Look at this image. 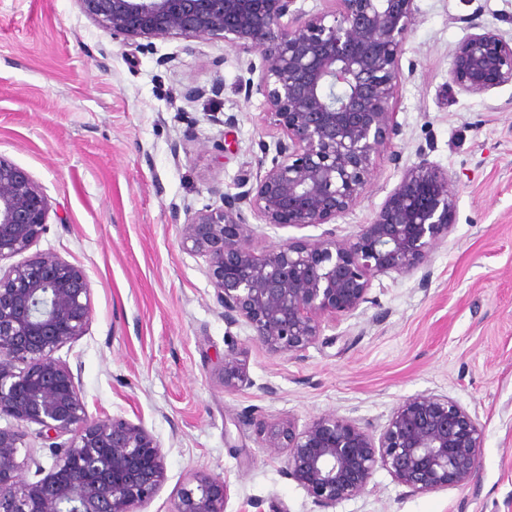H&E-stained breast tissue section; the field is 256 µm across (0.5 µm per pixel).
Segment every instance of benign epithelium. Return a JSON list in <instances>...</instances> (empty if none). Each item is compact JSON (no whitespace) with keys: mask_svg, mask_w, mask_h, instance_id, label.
I'll return each mask as SVG.
<instances>
[{"mask_svg":"<svg viewBox=\"0 0 512 512\" xmlns=\"http://www.w3.org/2000/svg\"><path fill=\"white\" fill-rule=\"evenodd\" d=\"M93 23L126 46L182 37L222 40L256 51L240 79L244 99L265 98L264 116L282 133L271 167L224 193L221 205L175 213L182 248L205 258L224 323L243 325L273 355L298 356L329 322L356 315L379 275L430 277L434 250L451 232L457 196L448 170L427 159L406 168L381 208L349 237L329 232L255 253L248 216L271 226L329 224L362 197L374 156L396 134L392 100L416 0H332L305 15L297 0H76ZM454 48L449 83L482 94L512 83V39L474 24ZM50 203L24 169L0 157V261L42 237ZM92 287L78 266L36 252L0 272V512H136L165 480L164 453L141 424L92 419L80 380L56 353L85 335ZM224 389L253 384L231 344ZM37 424L69 439L48 473L20 475L22 428ZM477 415L436 393L409 397L381 429L336 414L298 429L275 425L265 447L320 509L362 495L378 468L412 494L472 483L483 448ZM178 494L175 512H225L230 486L210 475Z\"/></svg>","mask_w":512,"mask_h":512,"instance_id":"7a95c632","label":"benign epithelium"}]
</instances>
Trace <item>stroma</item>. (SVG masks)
<instances>
[{"mask_svg":"<svg viewBox=\"0 0 512 512\" xmlns=\"http://www.w3.org/2000/svg\"><path fill=\"white\" fill-rule=\"evenodd\" d=\"M417 5L392 101L398 131L361 200L332 225L257 224L252 247L355 233L423 157L457 178L454 225L429 284L374 278L370 303L289 357L225 324L207 264L182 249L173 219L177 208L219 205L255 177L260 142L281 136L263 96L237 92L251 53L182 38L141 50L112 40L76 0H0V157L50 201L36 250L82 267L92 284L91 326L58 356L79 374L90 417L143 424L165 453V481L137 512H174L196 474L228 482L225 512H317L265 448L266 429L332 413L379 427L429 392L483 425L474 482L413 495L379 469L334 512H512V83L473 96L448 80L470 21L512 38V0ZM194 87L204 96L186 98ZM231 342L251 382L228 391L219 366ZM54 443L26 428L24 479L50 467Z\"/></svg>","mask_w":512,"mask_h":512,"instance_id":"35a3bbf8","label":"stroma"}]
</instances>
